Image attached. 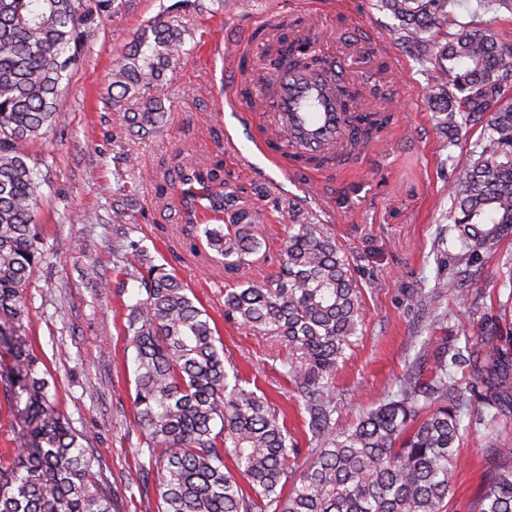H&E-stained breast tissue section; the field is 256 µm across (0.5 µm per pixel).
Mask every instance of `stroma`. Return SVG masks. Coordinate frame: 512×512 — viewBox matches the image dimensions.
<instances>
[{"label":"stroma","instance_id":"stroma-1","mask_svg":"<svg viewBox=\"0 0 512 512\" xmlns=\"http://www.w3.org/2000/svg\"><path fill=\"white\" fill-rule=\"evenodd\" d=\"M173 2L130 0L103 17L58 101L53 130L27 147L30 165L48 179L38 208L46 258L23 292L28 334L55 410L87 437L121 512H157V500L137 491L149 454L133 424V367L124 359V317L137 285L127 281L112 240V200L120 190L135 198L131 239L189 286L216 326L225 366H236L255 382L257 395L284 414L304 456L309 416L284 376L288 348L277 337L225 319L228 283L217 267L186 249L176 215L158 193L162 170L178 160L222 159L225 182L262 209L272 257L293 230L290 201L335 237L363 287L361 331L333 383L339 425L396 393L404 371L429 354L431 338L472 333L481 310L512 295L493 259L473 278L468 303L442 298V318L410 300L412 292L429 291L449 273L446 254L455 232L448 185L454 170L469 161L482 126H461L456 146H448L440 127L444 115L424 94L429 65L399 43L397 20L377 0H346L347 12H326L320 36L332 49L337 31L368 32L396 60L399 74L388 89L400 109L363 165L324 173L315 183L288 177L255 150L250 132L224 106L220 42L258 28L299 0H201L200 7L183 9L189 54L166 76V123L143 140L120 137V114L103 105L112 68L143 24L166 16ZM451 10L458 22L487 26L512 44L511 12L484 8L481 0H453ZM101 278L108 290L98 288ZM487 446L483 429L466 432L451 483V512H473L481 480L494 465Z\"/></svg>","mask_w":512,"mask_h":512}]
</instances>
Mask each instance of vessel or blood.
<instances>
[{
  "label": "vessel or blood",
  "instance_id": "obj_1",
  "mask_svg": "<svg viewBox=\"0 0 512 512\" xmlns=\"http://www.w3.org/2000/svg\"><path fill=\"white\" fill-rule=\"evenodd\" d=\"M320 15L307 12L293 16L291 39L317 43ZM268 36L262 42L272 70L265 76L244 68L241 52L248 39L237 42L238 52L226 59L233 81L225 89L237 105L243 120L265 127L257 148L281 163L289 176L298 177L326 171L335 162L358 163L367 149L355 133L357 117L379 121L391 112L390 103L358 99V112L344 111L337 88H361L356 65L374 46L373 40L340 36L339 57H322L317 64H299L282 55L273 24H265Z\"/></svg>",
  "mask_w": 512,
  "mask_h": 512
}]
</instances>
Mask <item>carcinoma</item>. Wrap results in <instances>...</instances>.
Masks as SVG:
<instances>
[{"label": "carcinoma", "instance_id": "carcinoma-1", "mask_svg": "<svg viewBox=\"0 0 512 512\" xmlns=\"http://www.w3.org/2000/svg\"><path fill=\"white\" fill-rule=\"evenodd\" d=\"M125 0H0V349L12 363L0 381L20 410L17 462L0 467V512H116L112 486L84 435L55 411L49 383L30 344L23 300L44 258L38 205L46 184L28 164L27 144L57 119V99L96 18ZM453 0H379L400 22L399 39L434 57L426 87L453 143L458 119L490 113L477 158L448 186L449 218L459 248L454 260L470 270L499 254L512 238V46L492 30L461 25L441 45L426 37L453 25ZM186 29L153 20L112 70L104 106L123 112L121 133L146 136L164 118V77L184 55ZM140 111L123 110L129 97ZM182 233L193 252L224 269V318L281 337L291 354L286 378L309 415L304 461L279 412L224 366V347L211 318L182 279L129 239L128 199L112 201V224L124 243L119 258L139 283L127 307L125 350L135 365L134 425L157 468L161 512H449L448 494L468 425L492 435L495 468L484 477L474 512H512V322L506 312L483 316L461 346L431 341L434 363L404 373L393 397L348 427H336L331 384L362 321V291L347 257L324 226L297 212L294 232L264 283L245 279L266 260L258 208L224 190L223 162L177 165ZM174 176L165 172L166 195ZM452 277L411 296L440 308L441 297L468 301Z\"/></svg>", "mask_w": 512, "mask_h": 512}]
</instances>
